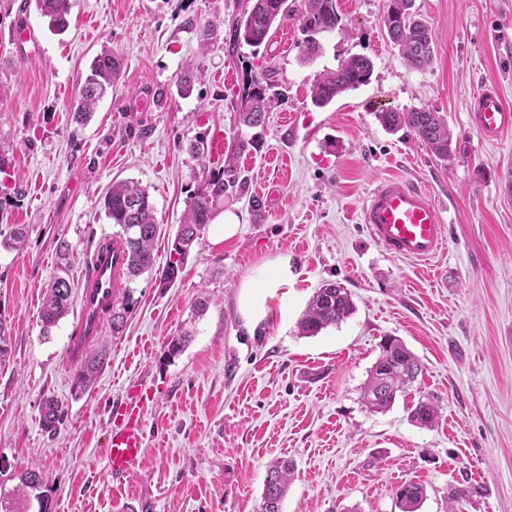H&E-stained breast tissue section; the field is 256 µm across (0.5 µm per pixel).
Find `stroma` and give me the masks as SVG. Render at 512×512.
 Masks as SVG:
<instances>
[{
  "label": "stroma",
  "mask_w": 512,
  "mask_h": 512,
  "mask_svg": "<svg viewBox=\"0 0 512 512\" xmlns=\"http://www.w3.org/2000/svg\"><path fill=\"white\" fill-rule=\"evenodd\" d=\"M242 2L72 0L68 29L54 35L35 0H0V317L12 346L0 367V512H40L36 498L17 500L33 464L47 477L49 512H260L278 458L295 463L281 512H400L395 492L409 480L426 488L419 512H448L450 488L464 483L480 489L464 512H512V132L485 143L472 112L485 86L501 85L512 104V0H414L436 47L422 68L389 41L386 0H337L341 28L321 37L310 63L295 15L260 47L231 48ZM209 24L218 37L204 50ZM20 26L32 31L35 55H20ZM105 50L122 67L92 119L76 125L70 102ZM353 55L372 59L369 84L312 106L317 76ZM191 63L201 74L186 93L180 78ZM266 69L280 102L251 129L236 103L249 73ZM420 106L446 118L457 140L451 163L378 119ZM199 136L211 146L204 165L187 151ZM233 151L245 188L213 215L241 214L239 234L218 243L207 226L175 282L162 285L158 270L203 167H222ZM394 176L445 209L449 242L431 261L391 257L361 222L368 194ZM131 179L155 206L158 270L131 283L126 329L104 333L108 361L76 396L64 364L76 316L43 335V294L63 242L79 286L97 244L119 232L98 201L112 182ZM20 224L24 248H4ZM282 256L294 279L269 300L262 334L250 336L240 286L272 274ZM326 281L347 288L355 312L302 336L298 321ZM202 297L209 307L199 315ZM185 331L189 343L168 357L169 339ZM387 336L423 370L390 410L372 413L361 388ZM132 386L148 392L145 448L118 485L106 471V431L111 406ZM48 396L66 409L53 435L40 422ZM428 397L441 407L429 429L408 418Z\"/></svg>",
  "instance_id": "35a3bbf8"
}]
</instances>
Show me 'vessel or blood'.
I'll return each instance as SVG.
<instances>
[{
  "label": "vessel or blood",
  "instance_id": "vessel-or-blood-1",
  "mask_svg": "<svg viewBox=\"0 0 512 512\" xmlns=\"http://www.w3.org/2000/svg\"><path fill=\"white\" fill-rule=\"evenodd\" d=\"M477 127L485 140L498 142L512 129V106L499 89L490 86L475 97ZM362 221L372 239L393 257L428 261L447 242L441 207L421 187L403 178H390L369 194ZM126 254L119 241L104 239L89 261L81 288L75 333L65 362L77 366L91 345L99 340L109 313L119 300ZM148 393L130 388L112 411L106 439V459L113 480H123L139 464L145 448L143 405Z\"/></svg>",
  "mask_w": 512,
  "mask_h": 512
}]
</instances>
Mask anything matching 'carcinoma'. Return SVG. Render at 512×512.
I'll return each mask as SVG.
<instances>
[{
	"mask_svg": "<svg viewBox=\"0 0 512 512\" xmlns=\"http://www.w3.org/2000/svg\"><path fill=\"white\" fill-rule=\"evenodd\" d=\"M40 16L47 21L49 30L61 33L68 27L67 16L71 0H36ZM292 7L288 0H245L243 9L233 27L234 41L252 47L261 46L272 29L288 18ZM341 17L336 0H305L302 14L301 42L304 59L311 61L321 51L317 40L320 34H331L340 27ZM385 27L391 41L399 46L405 61L414 68L428 65L433 58L434 42L429 26L418 17L414 0H386ZM120 68V59L104 52L96 56L90 72L71 105L72 120L84 123L97 104L112 87V80ZM373 62L365 55H357L341 62L334 70L319 74L311 89L312 104L323 108L337 97L359 89L369 83ZM272 71L250 77L240 96L237 111L240 122L250 128L265 125L268 113L277 105L278 98L270 93ZM383 127L390 133L404 128L410 130L420 142L429 147L438 159L452 161L455 149L453 133L445 119L428 108H412L406 112H382ZM242 182L236 176L234 156L224 160V168L210 171L201 191L189 197L179 231L163 267L160 280L167 285L174 282L182 262L191 247L199 241L210 223L214 206L224 200V195L238 191ZM100 208L105 217L120 227L119 238L127 254L126 280L132 281L155 267L154 240L158 233L154 205L149 194L136 181L114 182L101 197ZM72 286L64 276H55L47 286L41 309L43 334L47 335L70 312ZM136 306L132 294L112 308L109 316L112 334L119 335ZM354 311L350 292L335 281H327L315 290L298 322L303 336H315L321 330L341 324ZM107 348L101 344L86 352L74 379V389L82 391L92 383L103 369ZM422 368L415 355L399 339L388 336L381 344V351L370 370L364 387L363 403L371 412H384L395 402L397 393L416 381ZM41 422L44 430L57 433L65 420L63 405L50 396L41 405ZM412 422L430 427L439 418V406L432 400L418 402L409 412ZM294 474L288 460H276L268 465L263 483L261 512H281V504L288 492ZM21 495L27 490H39L46 485L40 468L35 466L21 475ZM476 492L471 486L454 487L448 496V512H462L461 504ZM425 498V488L414 482H405L397 490L396 500L401 512H418Z\"/></svg>",
	"mask_w": 512,
	"mask_h": 512,
	"instance_id": "obj_1",
	"label": "carcinoma"
}]
</instances>
